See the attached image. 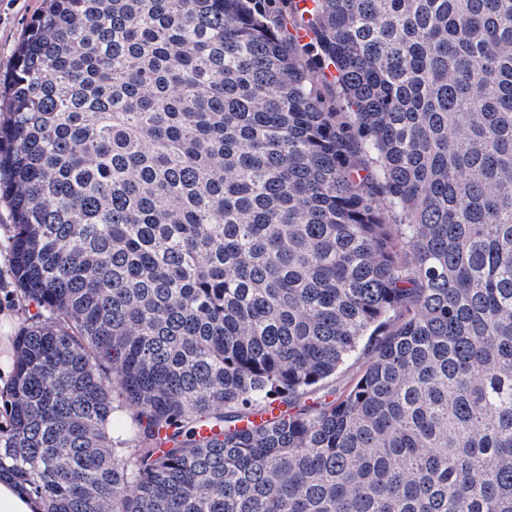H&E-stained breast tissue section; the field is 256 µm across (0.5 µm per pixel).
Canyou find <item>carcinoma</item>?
<instances>
[{
	"mask_svg": "<svg viewBox=\"0 0 512 512\" xmlns=\"http://www.w3.org/2000/svg\"><path fill=\"white\" fill-rule=\"evenodd\" d=\"M312 2L348 112L244 0L28 25L0 475L44 512H512V0ZM363 361V358L359 359L357 362L350 360L342 365L336 371V375L328 379V383L324 386L323 390L318 395H322L335 388L340 389L347 386L361 368Z\"/></svg>",
	"mask_w": 512,
	"mask_h": 512,
	"instance_id": "cac0c4a2",
	"label": "carcinoma"
}]
</instances>
